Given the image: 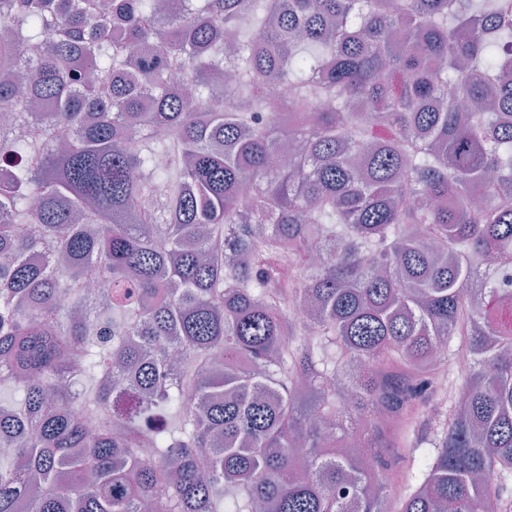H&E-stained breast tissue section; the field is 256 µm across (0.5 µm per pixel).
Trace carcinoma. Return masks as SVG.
<instances>
[{
    "mask_svg": "<svg viewBox=\"0 0 512 512\" xmlns=\"http://www.w3.org/2000/svg\"><path fill=\"white\" fill-rule=\"evenodd\" d=\"M1 19L0 512L506 509L512 0Z\"/></svg>",
    "mask_w": 512,
    "mask_h": 512,
    "instance_id": "carcinoma-1",
    "label": "carcinoma"
}]
</instances>
